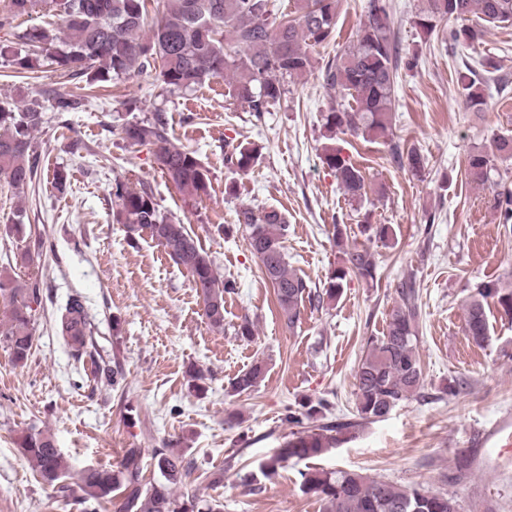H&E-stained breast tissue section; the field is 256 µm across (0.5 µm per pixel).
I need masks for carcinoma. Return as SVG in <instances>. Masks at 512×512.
Segmentation results:
<instances>
[{
    "label": "carcinoma",
    "instance_id": "obj_1",
    "mask_svg": "<svg viewBox=\"0 0 512 512\" xmlns=\"http://www.w3.org/2000/svg\"><path fill=\"white\" fill-rule=\"evenodd\" d=\"M7 2L8 9L0 11V29L8 30L39 0ZM147 4L148 0H47L45 5L59 22H47L0 43V58L16 73L35 72L47 61L77 85V91L68 94L46 89L22 106L0 103V176L14 188L33 183L41 169L36 132L67 112L82 111L88 91L134 73H155L168 93L195 92L210 80L228 75L236 98L260 116L285 94L287 80L314 67L311 49L335 38L341 0H296L294 10L282 14L276 26L269 21L271 0H163V10L152 20ZM442 23L448 25L449 46L456 49L479 40L485 24L512 25V0H426L416 25L431 35ZM146 27L149 34L145 36ZM417 61L415 54L405 59L400 55L387 0H369L356 39L321 71L323 87L336 94V106L323 117L329 138L346 134L366 142L381 138L391 143L397 166L416 173L424 169L425 159L417 149L406 151L393 142L391 123L398 71ZM490 67V62L483 61L478 68L467 63L455 70L465 110L482 111L488 80L480 71ZM122 134L129 145L151 154L162 176L184 198L196 202L210 194L209 170L196 150L174 141L162 110L123 127ZM493 146L490 153L474 150L468 155L466 175L477 186L493 180L497 162L512 160V137L501 135ZM260 155L257 144H240L226 155V161L237 171L247 172ZM323 163L334 173L345 198L362 200L365 176L341 148H325ZM109 196L116 207L114 221L123 225L128 238L147 233L162 246L190 274L210 325L224 328V294L233 293L236 283L221 278L196 235L184 222L162 213L145 185L135 190L116 178ZM492 208L498 223L512 232L511 186L496 182ZM236 221L245 226L250 251L260 261L290 327L304 303L319 307L336 300L348 278L376 279L375 254L369 244L391 247L396 240L393 225L373 224L368 215L359 225L366 240L361 246L348 243L346 226L333 225L341 262L327 284L313 290L288 268L284 246L288 224L281 211L270 208L257 213L242 206ZM42 249V241L35 239L8 261V267H0V301L6 303L0 313V347L16 365L28 360L33 347L35 315L42 303L34 254ZM13 268L26 269V276L10 273ZM398 294L400 304L392 311L386 330L369 338L357 365V415L362 420L386 417L419 394L424 384L418 352L421 307L414 283L402 282ZM492 303L512 318V289L494 281L476 285L466 300L465 332L477 345L489 337ZM56 328L74 356L88 357L94 381L115 388L122 385L121 363L117 358L106 360L98 352L95 325L80 296L68 298L60 308ZM265 373L266 364L255 361L233 379L230 392L253 391ZM186 377L195 393L208 391L204 370L193 365ZM329 409L330 402L323 398L296 404L288 422L300 430L259 463L258 473L268 478L291 458L315 459L342 443L355 424L325 420ZM180 445L171 440L154 450V465L160 474L156 480L144 478L141 449L128 448L116 468L89 466L74 482L50 434L33 430L19 440L42 481L61 497L81 505L82 512H99L114 497L121 500L118 512H223V503L215 498L184 501L174 493L173 486L191 476L189 464L177 451ZM300 488L322 503L323 512H458L456 501L446 494H431L421 487L392 484L352 470L309 467L301 472Z\"/></svg>",
    "mask_w": 512,
    "mask_h": 512
}]
</instances>
